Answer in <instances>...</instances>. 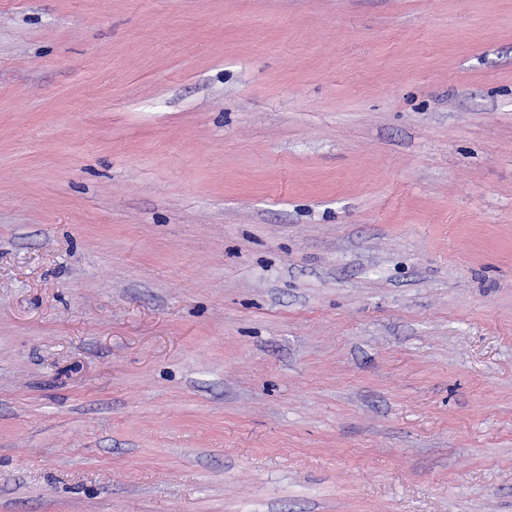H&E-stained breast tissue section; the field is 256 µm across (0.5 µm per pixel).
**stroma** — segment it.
Listing matches in <instances>:
<instances>
[{"mask_svg": "<svg viewBox=\"0 0 512 512\" xmlns=\"http://www.w3.org/2000/svg\"><path fill=\"white\" fill-rule=\"evenodd\" d=\"M0 512H512V0H0Z\"/></svg>", "mask_w": 512, "mask_h": 512, "instance_id": "1", "label": "stroma"}]
</instances>
